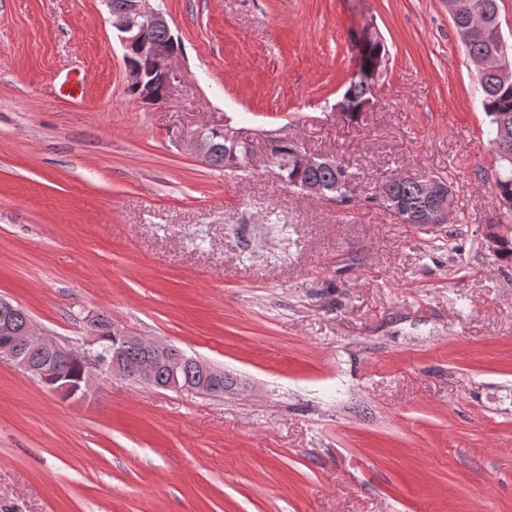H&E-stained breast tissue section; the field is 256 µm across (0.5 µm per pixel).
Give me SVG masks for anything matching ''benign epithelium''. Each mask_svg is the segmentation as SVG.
Wrapping results in <instances>:
<instances>
[{"label": "benign epithelium", "mask_w": 512, "mask_h": 512, "mask_svg": "<svg viewBox=\"0 0 512 512\" xmlns=\"http://www.w3.org/2000/svg\"><path fill=\"white\" fill-rule=\"evenodd\" d=\"M112 26L119 32L124 50L134 51L141 59L153 66L150 72L143 68L126 67L128 84L147 93L153 88L150 78L154 77L163 86L162 96L168 97L177 79L173 65L176 57L175 39L160 43L146 35L150 27H169L164 12L153 7L151 0H126L122 6L112 9ZM407 179L418 182L423 193L431 201V207L426 211L425 223L433 226L450 223L455 213V200L448 183L434 177H417L406 173L395 177L398 182ZM510 234H512L511 225L491 224L485 235L486 246L494 252L498 249L500 239ZM97 344L98 337L91 336L86 339L85 347L74 350L58 343L39 329L31 327L24 331L22 336L9 335L0 341V362L10 364L27 373L33 380L49 387L63 400H71L78 396V390L72 388L64 373L53 369L50 364V358L60 354L76 358L90 369L124 375L147 384L154 383L156 369L165 360L171 364L174 372L185 363L199 366L201 378L185 382L174 375L165 385L169 390L190 389L206 393L211 390L212 383L223 375V370L198 358L187 357L177 347L165 342H151L148 354L138 366L128 365L118 351L92 350V347ZM29 350L42 352L47 357V361L42 363L32 361L27 355Z\"/></svg>", "instance_id": "7a95c632"}]
</instances>
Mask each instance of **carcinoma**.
<instances>
[{"instance_id": "cac0c4a2", "label": "carcinoma", "mask_w": 512, "mask_h": 512, "mask_svg": "<svg viewBox=\"0 0 512 512\" xmlns=\"http://www.w3.org/2000/svg\"><path fill=\"white\" fill-rule=\"evenodd\" d=\"M500 0H448L454 6L450 15L457 32H462L468 17L473 12L484 15L486 31L484 38L464 44L467 56L475 60H485L496 50L498 45V25ZM387 50L383 39L376 40L367 47L361 57V67L376 65L380 59H386ZM481 90V106L488 119V142L495 150L500 163L494 187L502 202L505 212L512 215V77L503 78L494 70L489 69L478 76ZM375 84L353 75L346 87L343 100L347 105L346 116L352 121L358 120L364 110L371 104ZM213 143L212 154L208 162L217 167H226L234 161L243 162L249 155V148L243 142L236 149H231L224 140V132L214 131L211 134ZM299 151V146L282 138L272 148L271 156L275 162L293 159ZM282 181L290 187H298V183L314 181L336 189L349 188L345 193L347 201H352L356 183L351 173L340 163L334 168H316L300 170L290 166L282 170ZM382 206L386 209L396 207L404 213V223H419V215L427 207L418 186L413 182L392 184L385 182L379 196ZM9 323L15 330L20 331L31 324L29 315L21 308L12 312L9 319L0 316V328Z\"/></svg>"}]
</instances>
